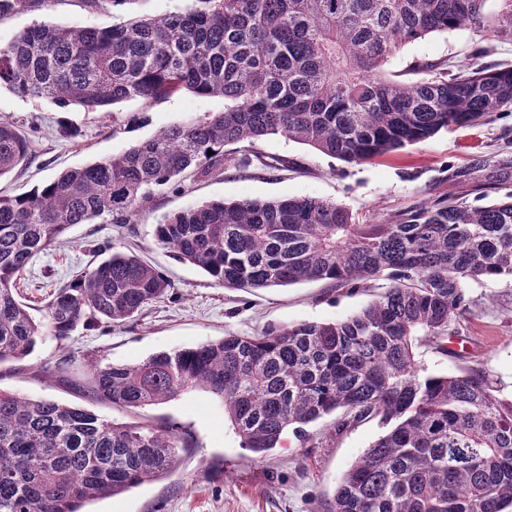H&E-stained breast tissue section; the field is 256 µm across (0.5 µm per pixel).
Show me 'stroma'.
<instances>
[{"instance_id":"stroma-1","label":"stroma","mask_w":512,"mask_h":512,"mask_svg":"<svg viewBox=\"0 0 512 512\" xmlns=\"http://www.w3.org/2000/svg\"><path fill=\"white\" fill-rule=\"evenodd\" d=\"M192 0H135L121 8L87 7L84 0H43L42 4L0 18V48L36 23L79 30L107 27L132 17H155L191 7ZM487 48V62L512 67V41L461 28L432 33L397 50L386 64L389 74L406 78L412 62L443 59L468 64L475 47ZM220 96L188 91L167 99L127 100L111 112L66 109L40 99L0 90V115L15 122L32 142L28 164L0 176V193L20 195L60 172L119 154L159 130L223 111ZM77 126L72 140L58 138L60 121ZM512 127V112L485 125L442 131L425 141L368 163L346 164L309 146L280 136L254 144L226 146L223 174L185 178L181 187L156 188L131 224H77L28 264L16 291L31 307L45 305L55 288L79 270L96 264L108 247L133 252L171 282L164 300L149 304L137 320L112 328L78 329L65 342L48 338L20 361L0 364V390L33 399L78 404L118 423L177 424L191 442L165 477L122 494L88 503V512H327V504L345 471L382 433L378 421H364L331 435L334 416L307 426V440L285 432L277 448L258 455L242 448L221 398L197 388L158 405L120 408L92 399L87 391L89 365L96 361L136 364L149 356L216 341L230 332L260 335L268 327L324 322L353 315L376 299L379 284L354 290L315 281L263 289H227L199 267L183 263L155 242L163 215L204 201L241 198L316 197L347 208L359 223L382 222L390 214L428 197L448 168L471 152L502 148L500 135ZM252 156L250 166L237 163ZM294 162L291 170L265 169L266 161ZM470 305L452 323L456 336L449 354L419 345L417 360L426 372L456 375L479 368L489 375L499 398L512 399V279H483L466 288ZM75 362L68 372L55 363L63 354Z\"/></svg>"}]
</instances>
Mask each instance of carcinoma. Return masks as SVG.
Wrapping results in <instances>:
<instances>
[{"mask_svg": "<svg viewBox=\"0 0 512 512\" xmlns=\"http://www.w3.org/2000/svg\"><path fill=\"white\" fill-rule=\"evenodd\" d=\"M193 0L159 18L107 28L37 23L0 48V87L87 112L182 91L224 97V111L158 131L126 151L61 172L25 195H0V363L47 337L122 326L170 282L112 252L55 289L40 315L15 283L75 224H129L135 206L190 171L224 170V146L282 136L361 164L442 130L512 108V67L416 63L420 81L385 71L403 45L474 27L512 41V0ZM32 155L0 116V177ZM156 243L224 288L388 281L358 313L329 322L229 333L134 365L90 371L94 397L158 405L193 388L224 400L243 448L265 454L288 429L340 413L332 434L377 419L385 432L344 474L328 512H506L512 508V401L480 369L427 374L416 347L448 353L467 283L512 278V150H476L448 166V191L385 221L358 224L334 201L242 198L166 215ZM179 427L107 420L79 405L0 392V512H82L173 470Z\"/></svg>", "mask_w": 512, "mask_h": 512, "instance_id": "carcinoma-1", "label": "carcinoma"}]
</instances>
